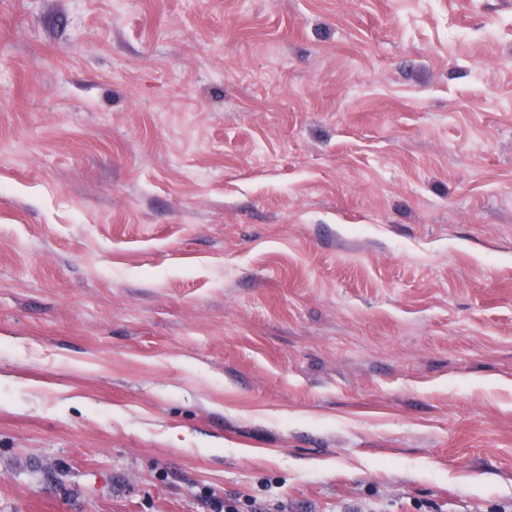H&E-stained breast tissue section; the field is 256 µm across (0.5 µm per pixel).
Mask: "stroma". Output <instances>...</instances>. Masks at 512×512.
I'll use <instances>...</instances> for the list:
<instances>
[{"instance_id":"35a3bbf8","label":"stroma","mask_w":512,"mask_h":512,"mask_svg":"<svg viewBox=\"0 0 512 512\" xmlns=\"http://www.w3.org/2000/svg\"><path fill=\"white\" fill-rule=\"evenodd\" d=\"M512 512V0H0V512Z\"/></svg>"}]
</instances>
